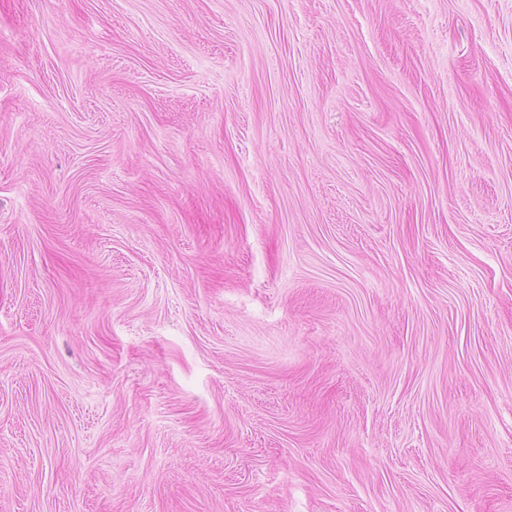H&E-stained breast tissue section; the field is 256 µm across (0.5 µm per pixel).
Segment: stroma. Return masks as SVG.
<instances>
[{
    "instance_id": "1",
    "label": "stroma",
    "mask_w": 512,
    "mask_h": 512,
    "mask_svg": "<svg viewBox=\"0 0 512 512\" xmlns=\"http://www.w3.org/2000/svg\"><path fill=\"white\" fill-rule=\"evenodd\" d=\"M0 512H512V0H0Z\"/></svg>"
}]
</instances>
